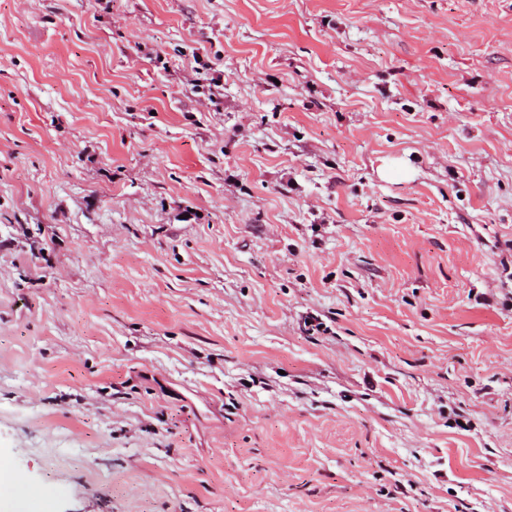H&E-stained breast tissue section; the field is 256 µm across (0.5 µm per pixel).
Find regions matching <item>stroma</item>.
<instances>
[{
	"label": "stroma",
	"instance_id": "35a3bbf8",
	"mask_svg": "<svg viewBox=\"0 0 512 512\" xmlns=\"http://www.w3.org/2000/svg\"><path fill=\"white\" fill-rule=\"evenodd\" d=\"M0 461L512 512V0H0Z\"/></svg>",
	"mask_w": 512,
	"mask_h": 512
}]
</instances>
